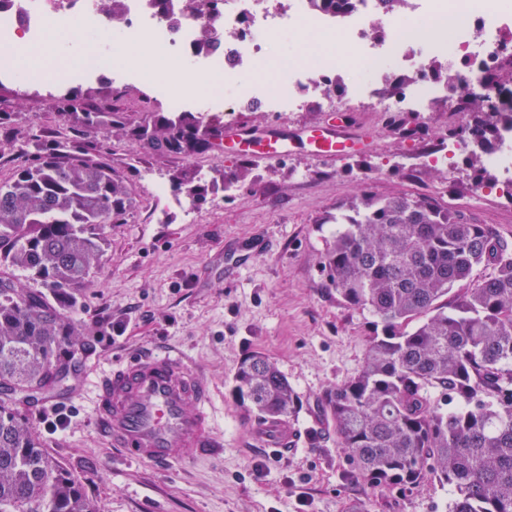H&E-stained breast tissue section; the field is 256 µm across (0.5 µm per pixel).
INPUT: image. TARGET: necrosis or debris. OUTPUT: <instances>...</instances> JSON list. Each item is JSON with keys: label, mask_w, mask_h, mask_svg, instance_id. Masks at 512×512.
I'll list each match as a JSON object with an SVG mask.
<instances>
[{"label": "necrosis or debris", "mask_w": 512, "mask_h": 512, "mask_svg": "<svg viewBox=\"0 0 512 512\" xmlns=\"http://www.w3.org/2000/svg\"><path fill=\"white\" fill-rule=\"evenodd\" d=\"M185 0H169L167 8L145 6L144 0H123L125 25L123 34L132 40H145L163 55L186 64L190 73L223 76L237 81L243 70L260 68L270 53L272 36L283 29L305 27L336 33L349 46L359 48L360 62L372 72L384 66H398L397 45H417L418 52L409 60L412 77L407 87L382 101L380 112H419L429 108L439 90L424 78L432 59L441 57L449 66L465 62L463 78L472 89L497 100L495 85L486 83L487 68L512 60V9L503 8L500 0H409L408 14L441 27L435 38L409 29L395 40L369 39L365 22L371 12L367 0H358L343 22L323 12L311 10L306 0H199V10L190 14ZM87 25L108 52L109 31L99 11L98 0H5L0 5V46L17 41L39 45L53 27ZM212 24L225 31L222 49L208 55L195 52L194 42L203 25ZM327 73L296 61L279 72L275 90L254 81L240 84V94L269 95L273 103L296 110L299 99L291 88L300 84L308 92H318Z\"/></svg>", "instance_id": "4bbe7bcc"}]
</instances>
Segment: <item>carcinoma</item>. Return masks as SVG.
I'll return each mask as SVG.
<instances>
[{
    "instance_id": "1",
    "label": "carcinoma",
    "mask_w": 512,
    "mask_h": 512,
    "mask_svg": "<svg viewBox=\"0 0 512 512\" xmlns=\"http://www.w3.org/2000/svg\"><path fill=\"white\" fill-rule=\"evenodd\" d=\"M336 18L354 0H309ZM379 12L408 0H376ZM108 23L121 0H99ZM224 44L203 29L196 49ZM429 77L465 101L464 128L481 147L497 139L484 97L439 63ZM118 112H85L87 125L120 122ZM203 118L179 115L139 126L137 138L169 155L213 150ZM128 186L106 156L71 154L59 143L0 183V512H98L81 481L50 456L29 419L36 394L57 386L84 333L51 297L67 298L105 264L104 230L126 209ZM325 255L330 285L348 305L369 310L380 332L361 369L329 389L323 403L336 445L371 484L448 485L449 512H512V246L487 224H472L434 197L365 194L340 207ZM489 270L470 286L474 271ZM18 271L37 284L4 276ZM234 391L263 420L286 422L298 397L260 352L242 358Z\"/></svg>"
}]
</instances>
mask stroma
Instances as JSON below:
<instances>
[{
	"mask_svg": "<svg viewBox=\"0 0 512 512\" xmlns=\"http://www.w3.org/2000/svg\"><path fill=\"white\" fill-rule=\"evenodd\" d=\"M169 59L160 57L151 79L123 84L99 68L87 82L56 80L22 86L0 74V180L34 153L66 142L72 154L107 153L127 180L121 223L106 228L107 257L70 312L89 346L64 383L39 395L31 420L47 452L77 476L100 512H448L446 485L426 481L405 491L357 478L336 446L320 402L324 393L361 368L376 319L345 304L328 282L323 261L336 226V208L368 191L378 197L433 196L487 224L512 243V196L494 184L477 188L467 152L449 153L448 117L456 95L429 112L403 114L415 136L405 140L383 125L379 99L398 93L407 71L385 69L351 95L353 77L339 74V92L308 96L296 112L271 111L266 98L224 91L229 111L202 112L214 125L260 129L347 126L368 134L374 148L338 160L296 148L278 161L212 154L150 151L134 127L173 118L158 85L177 91ZM112 100L124 122L112 137L74 120ZM247 170L241 187L225 190L224 176ZM204 190L201 198L177 188L180 175ZM167 193L152 200L154 185ZM266 237L247 268L225 279L224 249ZM184 350L215 394L216 430L224 456L173 469L138 465L110 448L94 427L88 391L112 362L148 345ZM261 351L275 361L299 399L291 425L297 447L279 457L253 446L243 427L253 413L233 392L238 362ZM63 428H54L57 412Z\"/></svg>",
	"mask_w": 512,
	"mask_h": 512,
	"instance_id": "35a3bbf8",
	"label": "stroma"
}]
</instances>
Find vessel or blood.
Returning <instances> with one entry per match:
<instances>
[{"instance_id":"1","label":"vessel or blood","mask_w":512,"mask_h":512,"mask_svg":"<svg viewBox=\"0 0 512 512\" xmlns=\"http://www.w3.org/2000/svg\"><path fill=\"white\" fill-rule=\"evenodd\" d=\"M221 148L241 155L276 161L296 143L311 147L315 156L335 159L368 149L370 139L353 128H301L285 131L272 125L260 131L240 126L221 130ZM253 243L225 252L224 271L237 274L248 262ZM93 414L100 434L136 463L173 468L221 453L224 438L212 420L213 391L192 366L186 353L154 348L113 364L93 385ZM255 446L281 456L296 440L286 426L251 429Z\"/></svg>"}]
</instances>
